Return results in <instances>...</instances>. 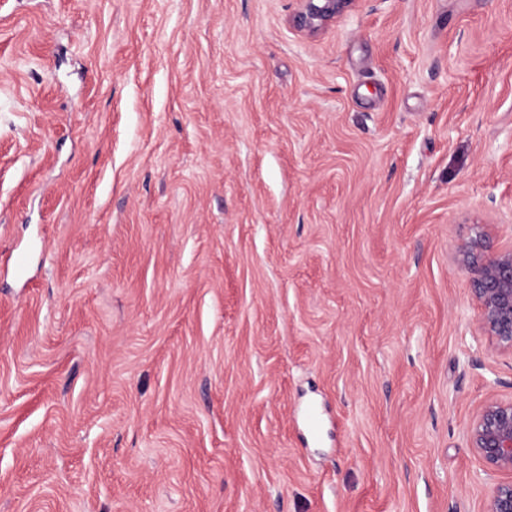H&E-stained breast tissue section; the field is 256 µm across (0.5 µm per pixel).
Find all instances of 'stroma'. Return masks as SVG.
<instances>
[{
    "label": "stroma",
    "mask_w": 512,
    "mask_h": 512,
    "mask_svg": "<svg viewBox=\"0 0 512 512\" xmlns=\"http://www.w3.org/2000/svg\"><path fill=\"white\" fill-rule=\"evenodd\" d=\"M298 8L0 0V512H483L512 0ZM300 7L294 16L296 28L313 36L330 22L350 10L356 0H298ZM456 260L472 283L481 329L512 355V245L479 232L457 248Z\"/></svg>",
    "instance_id": "obj_1"
}]
</instances>
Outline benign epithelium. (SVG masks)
<instances>
[{
  "instance_id": "7a95c632",
  "label": "benign epithelium",
  "mask_w": 512,
  "mask_h": 512,
  "mask_svg": "<svg viewBox=\"0 0 512 512\" xmlns=\"http://www.w3.org/2000/svg\"><path fill=\"white\" fill-rule=\"evenodd\" d=\"M296 28L310 36L350 10L356 0H299ZM458 266L472 283L480 327L499 348L512 354V247L479 232L456 252ZM468 445L492 473L512 475V398L488 396L477 405L467 432ZM485 512H512V479L492 488Z\"/></svg>"
}]
</instances>
